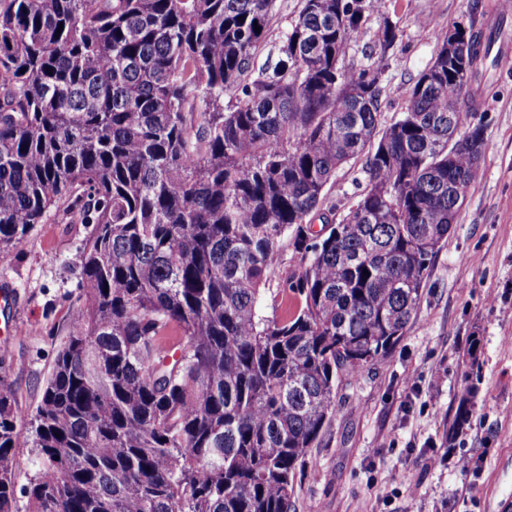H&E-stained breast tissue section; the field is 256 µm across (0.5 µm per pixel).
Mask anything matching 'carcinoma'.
<instances>
[{
    "label": "carcinoma",
    "instance_id": "carcinoma-1",
    "mask_svg": "<svg viewBox=\"0 0 512 512\" xmlns=\"http://www.w3.org/2000/svg\"><path fill=\"white\" fill-rule=\"evenodd\" d=\"M274 7L0 0V258L53 211L92 225L32 417L0 376V512H18L27 418V512H296L339 383L416 317L459 191L482 176L486 130L464 121L496 36L469 25L460 65L438 36L382 127L379 68L348 63L366 0H301L257 71ZM396 39L384 21L366 58ZM360 155L363 191L331 221L327 187ZM285 236L296 309L268 317ZM473 412L467 389L454 427ZM19 445L15 448V481L17 489V507L19 512H25L27 498L20 495L19 491L29 483V479L35 474L32 460L35 448L32 446L31 434L27 423L19 427Z\"/></svg>",
    "mask_w": 512,
    "mask_h": 512
}]
</instances>
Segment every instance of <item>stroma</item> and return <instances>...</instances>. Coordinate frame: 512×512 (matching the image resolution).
Listing matches in <instances>:
<instances>
[{
    "mask_svg": "<svg viewBox=\"0 0 512 512\" xmlns=\"http://www.w3.org/2000/svg\"><path fill=\"white\" fill-rule=\"evenodd\" d=\"M494 0H387L371 12L368 34L384 20L398 40L383 59L380 121L404 108L436 42L420 19L437 26L475 23L498 28L494 51H512V14L499 17ZM477 114L487 128L483 175L467 193L447 243L433 260L416 318L389 353L356 377L342 380L336 414L312 448L295 487L296 512H512V321L496 300L512 293V70L489 66ZM364 187L360 163L339 169L325 204L344 213ZM90 231L86 224L51 219L0 259V292L10 301L0 323L6 381L27 413H34L68 334L81 280L72 257ZM479 337L481 356L470 365L466 348ZM475 410L456 437L448 428L464 389ZM444 462L427 466L424 452ZM469 456L478 482L454 462Z\"/></svg>",
    "mask_w": 512,
    "mask_h": 512,
    "instance_id": "stroma-1",
    "label": "stroma"
}]
</instances>
